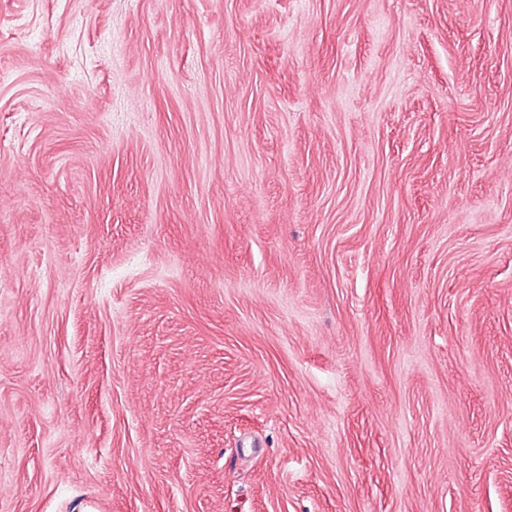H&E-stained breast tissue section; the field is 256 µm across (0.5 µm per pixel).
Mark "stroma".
Returning <instances> with one entry per match:
<instances>
[{"mask_svg": "<svg viewBox=\"0 0 512 512\" xmlns=\"http://www.w3.org/2000/svg\"><path fill=\"white\" fill-rule=\"evenodd\" d=\"M512 512V0H0V512Z\"/></svg>", "mask_w": 512, "mask_h": 512, "instance_id": "35a3bbf8", "label": "stroma"}]
</instances>
